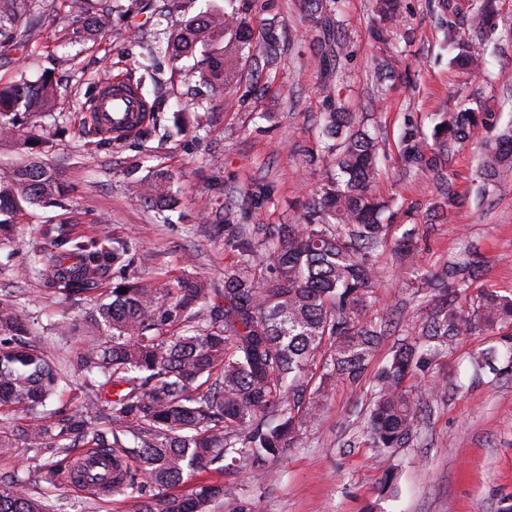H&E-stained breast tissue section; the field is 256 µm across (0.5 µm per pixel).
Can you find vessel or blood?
<instances>
[{"instance_id":"1","label":"vessel or blood","mask_w":512,"mask_h":512,"mask_svg":"<svg viewBox=\"0 0 512 512\" xmlns=\"http://www.w3.org/2000/svg\"><path fill=\"white\" fill-rule=\"evenodd\" d=\"M90 117L100 133L110 138L133 135L149 120L134 89L117 82L101 84Z\"/></svg>"}]
</instances>
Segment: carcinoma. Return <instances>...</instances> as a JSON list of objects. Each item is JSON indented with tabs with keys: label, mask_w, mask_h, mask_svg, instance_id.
Instances as JSON below:
<instances>
[{
	"label": "carcinoma",
	"mask_w": 512,
	"mask_h": 512,
	"mask_svg": "<svg viewBox=\"0 0 512 512\" xmlns=\"http://www.w3.org/2000/svg\"><path fill=\"white\" fill-rule=\"evenodd\" d=\"M41 0H0V46L25 48L40 18ZM219 11L200 12L170 34L166 43H144L136 61L143 89L157 82L155 56L166 53L177 63L191 58L198 73L194 95L214 87L240 84L278 70L281 35L275 17H263L267 0H225ZM376 34L387 38L400 16L398 0H381ZM318 36L323 61L340 58L335 43V0H304ZM82 19L72 39L94 38L112 26V9L100 0H62ZM495 0H472L470 26L475 42L458 37L454 26L444 41L455 55L450 63L474 68L485 55L487 33L497 31ZM499 32V31H497ZM220 52L213 51L217 38ZM512 40V27L499 32ZM57 82L46 76L33 85L25 79L0 84V135L23 124L33 112L52 105ZM480 113L456 112L434 131L438 150L427 151L419 129L407 126L399 139L404 166L415 172L437 171L445 163L447 141L462 142L477 130ZM323 147L310 161L323 169L319 197L302 209L293 224L251 229L235 223V210H224V245L239 260L224 271V288H209L185 277L177 288L159 291L139 281L112 287L90 322L95 329L82 339L76 365L95 375L91 393L71 413L32 420L0 434V448L16 437L37 451L53 447L69 457L79 446L97 449L112 467L93 474L79 461L70 470L97 494L134 486L156 493L139 500L134 512H216L224 502V482H198L190 493L170 492L190 472L224 464L241 472L264 467L267 458L303 444L307 425L333 386L358 384L368 372L387 319L376 296L379 269L373 251L388 243L385 222L389 203L371 191L377 174L375 137L343 106L325 113ZM512 166V127L500 133L479 166L484 182ZM141 201L156 213L175 204L171 178L164 172L132 181ZM65 189L53 170L28 161L0 176V232L15 215L34 205L64 206ZM457 206L443 192L432 218ZM50 247L32 256L29 270L48 277L67 299L85 298L100 288L97 270L125 262L132 244L112 238V249L88 252L61 228L47 231ZM418 249L415 230L402 233L394 252L401 261ZM482 262L472 256L450 260L430 273L411 266L409 291L426 304L424 319L407 325L387 363L362 425L364 444L384 463L382 491L396 490L392 456L415 439L420 402L406 382L441 357L455 353L475 334H496V344L470 355L474 376H495L512 369V295L477 288L476 303L463 305L480 279ZM126 293H119V289ZM224 303L209 301L210 295ZM58 370L42 346L29 338L26 318L16 303L0 299V411H34L54 395ZM140 464L139 474L127 468ZM0 512H54L42 494L16 477L0 478Z\"/></svg>",
	"instance_id": "obj_1"
}]
</instances>
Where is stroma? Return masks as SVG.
I'll list each match as a JSON object with an SVG mask.
<instances>
[{"label":"stroma","mask_w":512,"mask_h":512,"mask_svg":"<svg viewBox=\"0 0 512 512\" xmlns=\"http://www.w3.org/2000/svg\"><path fill=\"white\" fill-rule=\"evenodd\" d=\"M273 3L284 51L278 72L260 77L258 93L227 86L212 93L200 111L190 70L165 73L160 85L145 89L147 124L118 141L85 133L87 100L103 81L133 78L137 33L170 26V18L145 9L114 20L98 41L69 43L65 36L74 18L55 0H45L27 47L0 55L2 84L34 81L44 73L58 82L50 115L0 137V171L39 159L56 172L70 197L64 209H28L0 241V294L13 295L34 339L61 370L60 387L39 415L55 419L72 412L88 390L76 365L79 345L59 339L58 325L81 320L106 299L114 282L126 278L163 292L185 276L223 287L225 269L237 260L224 245L225 205L237 204L238 223L270 226L290 223L316 196L322 172L310 165L309 155L321 147L322 118L336 100L347 103L357 122L378 137L373 189L392 204V237L416 228L419 260L431 271L478 252L485 262L482 285L512 293V169L488 185L478 173L485 149L512 125V42L500 43L481 70L470 72L450 64L440 28L448 21L459 37L472 38L469 0H400V24L384 41L371 33L375 0H339L335 38L344 51L329 74L303 0ZM328 84L334 89L330 96L324 91ZM472 100L489 119L464 143L449 144L440 171L423 174L402 165L398 144L407 123L431 139L436 124ZM156 171L172 176L178 199L165 222L128 190L129 182ZM247 189L258 197L244 206L240 195ZM446 189L458 206L431 218L435 198ZM50 224L72 227L94 248L108 247L116 235L131 239V261L113 266L91 296L65 300L45 277L27 270L29 256L49 247L44 230ZM374 258L382 271L378 308L393 323L373 360L378 369L401 337L404 320L423 313L390 249H378ZM493 342L485 334L470 336L452 356L411 379L422 412L413 447L399 454L396 497L381 499L382 472L359 435L355 409L367 404L373 386L368 376L354 387L335 386L303 445L270 461L277 480L226 469L230 493L218 512H500L512 504V373L474 383L469 365L472 350ZM56 459L52 448L33 457L25 448H11L0 452V476L30 471L37 491L46 493L58 512H132L135 492L88 498L51 474Z\"/></svg>","instance_id":"obj_1"}]
</instances>
